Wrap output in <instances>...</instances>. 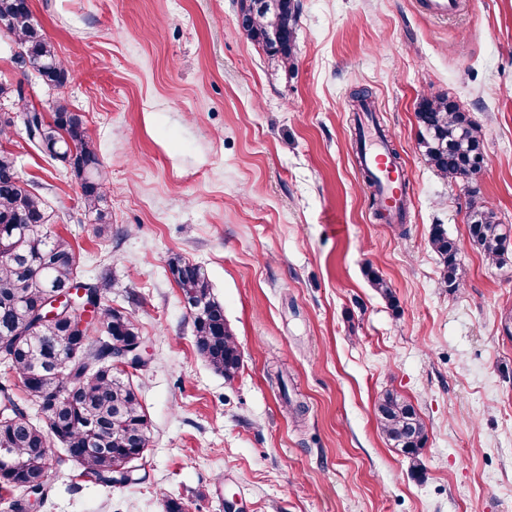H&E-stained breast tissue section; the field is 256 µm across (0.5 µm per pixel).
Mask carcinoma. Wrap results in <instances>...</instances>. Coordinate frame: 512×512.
<instances>
[{"label":"carcinoma","mask_w":512,"mask_h":512,"mask_svg":"<svg viewBox=\"0 0 512 512\" xmlns=\"http://www.w3.org/2000/svg\"><path fill=\"white\" fill-rule=\"evenodd\" d=\"M298 0H238V16L252 41L285 65H292ZM0 23L14 36L19 48L15 62L39 75L49 86L67 81V70L58 59L46 32L33 22L29 0H0ZM1 98H16L14 112L0 113V137L22 126L25 142L33 151L68 163L80 181L81 208L92 224H110L109 187L101 170L96 143L82 116L58 101L50 114L27 101L21 86L0 83ZM416 118L420 144L432 167L450 182L468 188L469 240L492 262L507 250L509 231L481 196L478 182L469 174L484 163V132L465 112L446 97L423 98ZM17 156L0 149V363L5 376L0 382V448L9 452V464H0V500L22 490L41 504L47 498L40 476L50 454V438L60 451L81 460V467L110 485L113 469L143 458L149 446L144 408L129 376L113 362L132 358L112 341L141 339L139 328L125 311L105 304L111 281H79L77 254L71 242L55 231L61 217L22 177ZM429 245L441 265V284L450 292L460 288L457 270L460 244L442 224L430 229ZM169 269L194 318L197 354L227 381L242 367V354L224 322V307L211 294L204 269L176 260ZM85 290L80 302L96 309L97 318L79 330L68 309L48 321L35 307L47 294L69 287ZM105 337L92 339L96 326ZM48 417L46 427L15 421L21 410L15 391ZM382 434L394 448L413 460L412 472L423 474L419 461L427 439V427L415 406L396 393L386 392L376 406Z\"/></svg>","instance_id":"cac0c4a2"}]
</instances>
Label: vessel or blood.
<instances>
[{"label":"vessel or blood","instance_id":"obj_1","mask_svg":"<svg viewBox=\"0 0 512 512\" xmlns=\"http://www.w3.org/2000/svg\"><path fill=\"white\" fill-rule=\"evenodd\" d=\"M355 157L360 170L370 173V188L380 199L388 219L403 218L407 204L404 194L407 173L393 158L379 129L373 126L361 129Z\"/></svg>","mask_w":512,"mask_h":512}]
</instances>
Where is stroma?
Wrapping results in <instances>:
<instances>
[{
  "label": "stroma",
  "instance_id": "1",
  "mask_svg": "<svg viewBox=\"0 0 512 512\" xmlns=\"http://www.w3.org/2000/svg\"><path fill=\"white\" fill-rule=\"evenodd\" d=\"M463 2L439 21L419 0H300L287 69L239 29L236 0H30L69 72L59 88L22 74L0 28V82L83 115L113 236L22 130L0 147L60 213L81 280L111 276L147 350L130 379L150 445L131 482L51 463L40 512H162L166 494L187 512H512V249L495 265L467 245V191L427 163L415 117L418 98L445 96L481 125V195L512 225V0ZM361 88L409 173L400 222L377 219L355 163ZM434 224L463 243L454 293ZM176 258L224 307L244 364L232 381L195 353ZM389 390L426 422L423 478L377 427Z\"/></svg>",
  "mask_w": 512,
  "mask_h": 512
}]
</instances>
